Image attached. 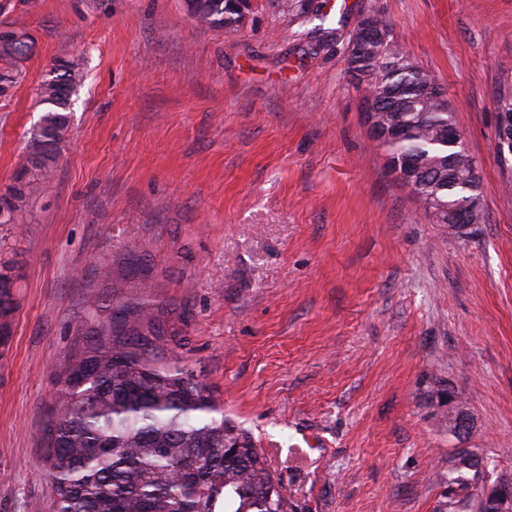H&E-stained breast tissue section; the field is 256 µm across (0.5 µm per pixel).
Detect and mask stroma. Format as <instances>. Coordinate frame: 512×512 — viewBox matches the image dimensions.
Returning a JSON list of instances; mask_svg holds the SVG:
<instances>
[{
    "instance_id": "obj_1",
    "label": "stroma",
    "mask_w": 512,
    "mask_h": 512,
    "mask_svg": "<svg viewBox=\"0 0 512 512\" xmlns=\"http://www.w3.org/2000/svg\"><path fill=\"white\" fill-rule=\"evenodd\" d=\"M316 2L322 19L298 23L248 0L228 30L188 0H0V24L35 40L0 97V191L27 163L56 58L85 73L51 176L0 237L17 276L0 512H53L55 369L90 325L99 262L131 251L154 267L150 299L191 310L183 353L292 512H435L463 448L512 477V169L495 154L512 0ZM369 11L443 88L485 223H434L390 171L345 62Z\"/></svg>"
}]
</instances>
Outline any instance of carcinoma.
Segmentation results:
<instances>
[{
    "label": "carcinoma",
    "instance_id": "1",
    "mask_svg": "<svg viewBox=\"0 0 512 512\" xmlns=\"http://www.w3.org/2000/svg\"><path fill=\"white\" fill-rule=\"evenodd\" d=\"M203 25L236 26L239 0H193ZM34 50L33 38L0 27V95L13 88L19 67ZM349 69L367 78L379 121L393 129L379 143L389 161H414L411 192L440 224L451 223L461 204L471 223L485 222L477 162L450 142L454 111L441 87L396 40L373 59L349 54ZM84 71L69 57L55 60L38 87L43 113L28 141V165L0 193V226L23 224L29 199L57 159L72 97ZM97 276L106 287L126 282L149 288L154 272L138 256L114 280L104 260ZM11 267L0 261V318L13 312ZM108 315L84 332L81 343L55 373L56 403L42 432L55 512H288L251 434L224 418L211 391L175 350L190 321L183 310L170 318L160 303L95 295L89 315ZM475 454L459 451L448 465V494L439 512H494L477 494L488 478Z\"/></svg>",
    "mask_w": 512,
    "mask_h": 512
}]
</instances>
